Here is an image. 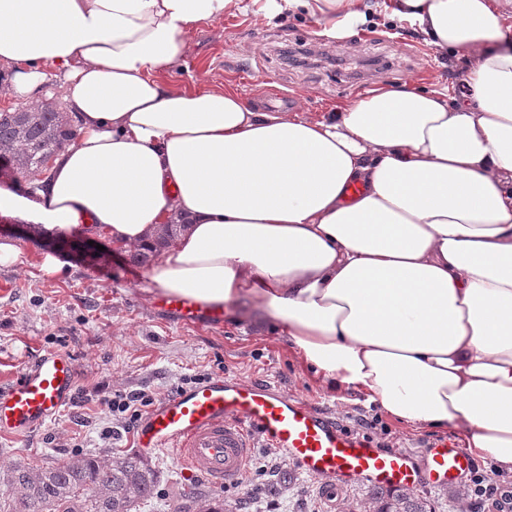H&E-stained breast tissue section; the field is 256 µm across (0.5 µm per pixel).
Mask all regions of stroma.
Wrapping results in <instances>:
<instances>
[{
    "mask_svg": "<svg viewBox=\"0 0 512 512\" xmlns=\"http://www.w3.org/2000/svg\"><path fill=\"white\" fill-rule=\"evenodd\" d=\"M316 29L307 18L228 14L187 35L185 58L164 79L189 87L201 76L254 106L290 110L298 105L318 117L377 87L454 84L463 68L456 57L434 52L404 22L364 26L344 42L319 37ZM338 57L366 59L370 65L356 76L332 66ZM299 95L304 98L300 104L295 101ZM0 239L14 242L22 252L19 262L0 265V386L41 351L66 353L78 373L64 413L33 433L0 436V475L18 462L63 461L90 451L108 459L132 451V441L109 448L101 440L109 418L97 411L100 397L116 389L164 394L218 372L271 382L336 418L351 433L357 426L348 412L379 417L397 449L416 453L429 444L456 441L446 430L401 424L362 395L342 398L278 331L221 313L200 325L179 322L163 307L161 293L149 290L144 266L130 263L128 252L96 251L84 237H50L3 213ZM48 255L62 261L60 273L43 271ZM84 415L91 424L76 428ZM76 430L81 437L75 441L71 434ZM253 444L245 493L189 478L171 451H158L150 459L159 476L158 496L138 512H200L215 500L223 501L226 512H327L319 479L280 465L279 451L262 438Z\"/></svg>",
    "mask_w": 512,
    "mask_h": 512,
    "instance_id": "35a3bbf8",
    "label": "stroma"
}]
</instances>
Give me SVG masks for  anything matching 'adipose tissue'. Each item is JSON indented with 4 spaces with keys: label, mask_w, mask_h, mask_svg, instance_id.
Returning a JSON list of instances; mask_svg holds the SVG:
<instances>
[{
    "label": "adipose tissue",
    "mask_w": 512,
    "mask_h": 512,
    "mask_svg": "<svg viewBox=\"0 0 512 512\" xmlns=\"http://www.w3.org/2000/svg\"><path fill=\"white\" fill-rule=\"evenodd\" d=\"M451 88H378L318 118L160 76L229 13L351 35L364 0H0V99L77 127L0 212L49 236L153 244L150 287L287 336L315 375L512 472V0H391Z\"/></svg>",
    "instance_id": "1"
}]
</instances>
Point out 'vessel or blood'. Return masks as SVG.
<instances>
[{
  "label": "vessel or blood",
  "instance_id": "1",
  "mask_svg": "<svg viewBox=\"0 0 512 512\" xmlns=\"http://www.w3.org/2000/svg\"><path fill=\"white\" fill-rule=\"evenodd\" d=\"M165 307L184 322L205 314L204 307L177 297L166 300ZM76 380L70 356L38 354L14 381L0 387V434L23 435L41 428L70 404ZM255 434L300 473L321 479L329 505L347 487L417 492L459 484L473 468L466 450L443 442L417 454L378 448L286 391L222 372L151 408L135 428L134 446L146 456L170 450L190 474L221 487L241 483Z\"/></svg>",
  "mask_w": 512,
  "mask_h": 512
}]
</instances>
